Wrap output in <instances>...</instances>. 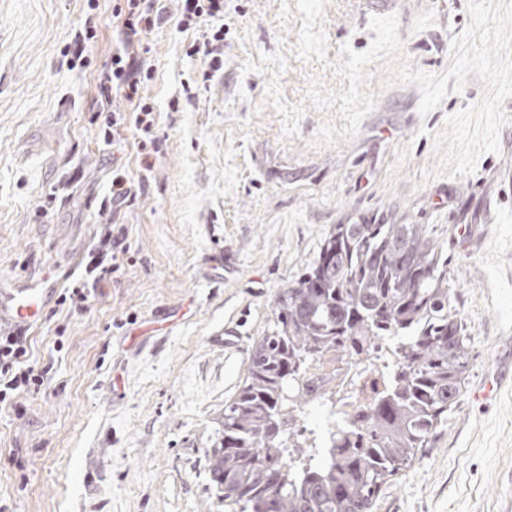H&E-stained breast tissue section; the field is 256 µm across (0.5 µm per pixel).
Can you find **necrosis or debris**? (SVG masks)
<instances>
[{
	"mask_svg": "<svg viewBox=\"0 0 512 512\" xmlns=\"http://www.w3.org/2000/svg\"><path fill=\"white\" fill-rule=\"evenodd\" d=\"M397 341L384 339L370 351L344 341L335 349L307 360L300 376L288 384L289 393H302L305 412L320 413L319 451L353 448L367 423V408L390 386V373L399 367Z\"/></svg>",
	"mask_w": 512,
	"mask_h": 512,
	"instance_id": "obj_1",
	"label": "necrosis or debris"
}]
</instances>
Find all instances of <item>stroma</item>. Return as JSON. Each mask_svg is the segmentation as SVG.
Here are the masks:
<instances>
[{
  "label": "stroma",
  "mask_w": 512,
  "mask_h": 512,
  "mask_svg": "<svg viewBox=\"0 0 512 512\" xmlns=\"http://www.w3.org/2000/svg\"><path fill=\"white\" fill-rule=\"evenodd\" d=\"M412 68L440 76L468 0H388ZM144 34L160 154L134 200L102 212L112 169L137 177L135 128L104 142L97 78L121 22L112 0H0V278L84 268L109 223L132 244L86 309L29 331L39 393L0 409L9 512H235L217 505L206 452L243 386L278 296L339 224H420L448 255L471 361L448 421L370 512H512V97L499 150L436 176L433 136L479 103L469 75L428 115L420 91L369 65L375 105L350 140L318 147L349 83L343 47L375 37L366 0H224L222 67L192 54L209 24ZM84 52H77V42ZM223 263L211 261L213 253Z\"/></svg>",
  "instance_id": "stroma-1"
}]
</instances>
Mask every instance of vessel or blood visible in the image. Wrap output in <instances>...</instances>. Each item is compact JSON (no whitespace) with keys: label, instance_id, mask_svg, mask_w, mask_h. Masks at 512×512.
<instances>
[{"label":"vessel or blood","instance_id":"1","mask_svg":"<svg viewBox=\"0 0 512 512\" xmlns=\"http://www.w3.org/2000/svg\"><path fill=\"white\" fill-rule=\"evenodd\" d=\"M52 295V288L37 279L0 282V326L30 327L42 318Z\"/></svg>","mask_w":512,"mask_h":512}]
</instances>
